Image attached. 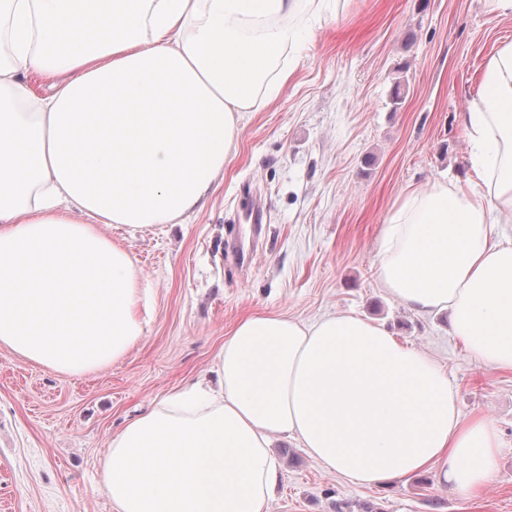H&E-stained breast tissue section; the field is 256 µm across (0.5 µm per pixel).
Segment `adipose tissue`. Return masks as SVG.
Here are the masks:
<instances>
[{"instance_id":"1","label":"adipose tissue","mask_w":512,"mask_h":512,"mask_svg":"<svg viewBox=\"0 0 512 512\" xmlns=\"http://www.w3.org/2000/svg\"><path fill=\"white\" fill-rule=\"evenodd\" d=\"M318 0H0V344L81 375L143 333L129 253L100 231L174 224L213 188L254 85ZM52 77L30 95V73ZM487 190L436 183L387 215L378 277L421 314L446 311L482 368L512 371V44L463 115ZM379 485L436 468L478 497L501 441L461 419L427 354L353 313L242 318L217 382L170 392L112 438L101 489L116 512H268L275 439Z\"/></svg>"}]
</instances>
